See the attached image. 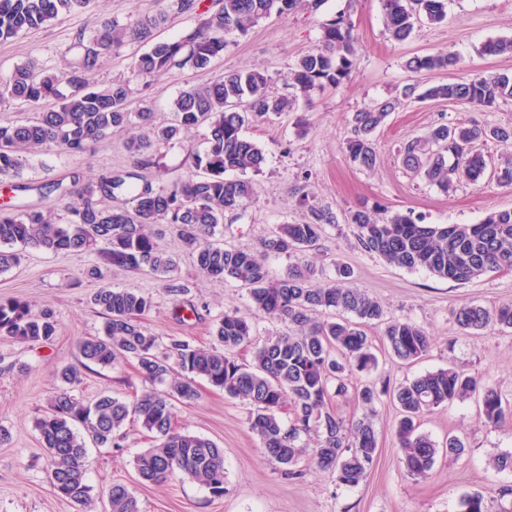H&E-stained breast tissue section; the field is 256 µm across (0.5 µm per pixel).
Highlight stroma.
Returning <instances> with one entry per match:
<instances>
[{
    "mask_svg": "<svg viewBox=\"0 0 512 512\" xmlns=\"http://www.w3.org/2000/svg\"><path fill=\"white\" fill-rule=\"evenodd\" d=\"M311 3L299 0L294 10L262 19L247 33L227 34L223 57L209 69H174L163 75L149 92L155 121L172 120V103L187 87L238 71L264 70L271 78L273 94L290 95V68L317 49L326 20L346 14L358 48L350 81L311 91L308 98L298 99L292 113L249 124L245 134L265 156L261 172L252 177L257 198L239 214L225 215L217 235L228 244L254 247L274 225L307 221L314 207L330 212L335 223L307 250L308 260L329 277L334 276L336 265L350 266L353 287L376 298L387 318L411 320L434 338L428 354L408 365L389 354L381 327L368 328L378 359L376 376L401 382L452 364L489 380L512 402V329L490 326L467 335L453 318L454 311L465 304L492 309L512 302V270L458 284L391 266L358 247L350 222L351 213L362 207L382 217L408 214L424 224H474L491 212L512 208V186L491 176L474 184L458 183L445 193L405 168L399 156L406 142L434 125H512V100L483 108L442 99H402L376 133L374 169L359 167L346 152L352 112L400 96L406 86L421 91L478 74L512 76V54L481 52L487 40L512 39V0H448L444 21L422 22L403 42L394 41L386 31L382 0H322L316 9ZM159 7L158 0H93L88 11L0 44V74L31 58L62 70L65 51L77 29L91 30L107 19L124 22ZM448 53L458 57L456 67L412 72L405 66L414 55ZM300 115L308 121L302 134L295 127ZM125 140V134H113L81 155L53 148L32 156L23 178L38 184L76 169L84 179H91L104 169L129 164ZM158 246L178 255L177 276L187 287L185 299L197 307V314L176 318L162 279L152 274L105 266L100 275H91V267L98 262L92 252L72 255L29 249L19 265L0 272V298H21L37 310L50 307L59 323L55 338L47 344L0 335V426L11 434L10 442L0 446V512H104L108 491L118 482L137 497L142 512H459L461 496L473 492L484 495L491 512H512V496L499 494L502 485H512V472L497 471L492 465L495 457L512 453V421L485 425L477 398L437 408L423 419L420 430L432 440L443 441L452 433L466 445L459 459L438 456L425 479L410 475L401 463L395 435L399 413L389 399H382L374 416L379 448L376 463L364 483L347 489L312 465L305 466L297 479L282 474L248 429L249 405L226 397L204 381L199 384L196 403L176 404L175 422L223 448L222 498H213L205 488L178 478L161 486L141 484L134 459L151 448L153 441L136 423L124 427L122 448H89L90 507L59 497L48 479L49 463L35 420L48 408L58 385L57 370L77 363L79 340L102 331L103 319L90 303L93 293L110 286L152 294L154 307L144 318L145 326L160 338L177 336L194 344L209 341L213 321L224 309H243L248 304L245 288L199 273L176 235L165 233ZM148 387L130 361L115 368L84 371L76 395L86 402L103 393L131 398Z\"/></svg>",
    "mask_w": 512,
    "mask_h": 512,
    "instance_id": "35a3bbf8",
    "label": "stroma"
}]
</instances>
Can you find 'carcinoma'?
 Here are the masks:
<instances>
[{
    "mask_svg": "<svg viewBox=\"0 0 512 512\" xmlns=\"http://www.w3.org/2000/svg\"><path fill=\"white\" fill-rule=\"evenodd\" d=\"M92 0H0V42L36 30L64 15L82 11ZM298 0H168L166 8L126 23L107 21L96 30H76L68 51L74 61L63 71L46 68L35 60L0 74V105L17 102L33 117L23 122L0 121V178L11 181L17 196L34 192L54 196L63 204L65 217L57 218L38 204L0 205V272L20 261V250L37 248L50 253L81 254L99 246L98 255L108 265L127 271H147L164 278L174 309L183 307L185 285L173 278L178 257L158 249V227L174 226L198 271L213 279L235 281L248 290L251 308L282 324L285 330L256 340V324L238 309H227L214 321L211 342L194 346L173 336L163 343L144 325L154 306L153 296L140 291L103 287L91 303L104 318L98 336L79 341L81 367L64 366L57 372L60 385L51 396L48 411L36 420L42 448L49 460V481L55 493L80 506L89 502L91 487L85 466L86 440L103 448H120L121 429L137 421L152 434L154 445L138 454L134 468L140 481L160 485L179 475L224 496V449L214 441L179 429L174 403L191 404L199 397L197 379L224 391L230 398L252 406L250 431L267 456L291 478L306 456L316 466L336 476V483L356 487L369 476L378 455V437L372 415L383 397L400 413L396 438L407 471L429 476L442 454L458 458L464 442L450 436L437 444L419 431L420 419L434 409L473 395L481 401L485 423L497 426L512 419V406L487 380L453 368H440L413 379H382L362 385L355 398L364 413L347 420L332 399L347 394L349 380L378 366L372 342L364 327L382 324L390 355L414 363L422 359L432 338L407 319H385L381 304L346 284L352 276L347 266L336 267L337 277L302 254L332 225L333 216L315 207L303 223H283L255 248L226 246L217 228L227 214H238L257 196L255 183L245 174L258 172L263 151L245 135V127L272 114L293 110L296 99L269 91L263 70L220 76L182 91L173 101L174 119L153 121L151 109L131 108L134 90L125 79L96 85L90 77L112 51L125 45L140 50L133 70L142 89L170 70H200L224 54L228 32L245 33L272 13L293 10ZM384 23L391 38L407 40L415 25L426 18L440 22L446 0H382ZM187 15L195 26L177 39H160L156 31L170 14ZM482 54L512 53V40L490 39ZM357 60L351 23L343 14L322 25L320 46L297 60L289 73V86L306 96L316 88L346 83ZM458 64L448 55H415L407 69L433 71ZM446 99L462 105L491 107L512 99V77L479 75L461 82L431 86L421 94L408 87L406 99ZM400 99H384L353 113L349 158L371 169L377 156L373 137ZM207 129V148L191 155L194 174L166 181L153 174L160 150L184 142L200 128ZM139 128L126 141L131 162L122 169H107L93 180L78 172L69 179L41 185L19 181L29 158L60 147L73 155L90 151L115 131ZM506 142L512 127H459L440 124L406 143L400 151L403 166L430 185L448 192L455 183L478 182L487 171L485 156L475 149L484 140ZM241 177L226 179L227 172ZM358 246L386 263L406 269H424L434 276L467 283L488 271L512 269V209L490 213L476 224H421L408 214L382 218L367 208L351 213ZM269 254L295 256L288 273L276 277L266 262ZM455 321L464 332L490 325L512 328V304L495 309L463 305ZM58 321L49 308L39 311L20 298L0 299V335L20 342H49ZM252 349L250 362L238 353ZM137 362L152 384L132 400L102 394L85 403L73 394L82 382V369L92 365L116 367ZM289 412V419L281 417ZM109 512H141L138 499L126 485L114 483L108 491ZM461 512H488L484 496L466 493Z\"/></svg>",
    "mask_w": 512,
    "mask_h": 512,
    "instance_id": "cac0c4a2",
    "label": "carcinoma"
}]
</instances>
